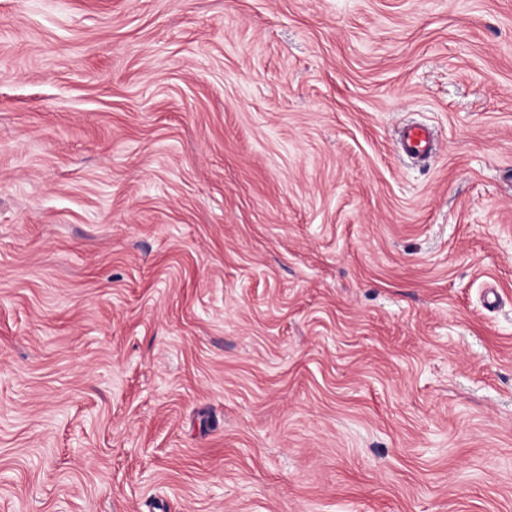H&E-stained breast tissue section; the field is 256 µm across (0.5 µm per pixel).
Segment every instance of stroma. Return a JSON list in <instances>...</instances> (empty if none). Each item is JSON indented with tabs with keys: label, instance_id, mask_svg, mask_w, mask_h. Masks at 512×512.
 Instances as JSON below:
<instances>
[{
	"label": "stroma",
	"instance_id": "1",
	"mask_svg": "<svg viewBox=\"0 0 512 512\" xmlns=\"http://www.w3.org/2000/svg\"><path fill=\"white\" fill-rule=\"evenodd\" d=\"M0 512H512V0H0ZM400 148L406 155L420 160L429 159L434 155L431 130L421 124L406 127L401 135Z\"/></svg>",
	"mask_w": 512,
	"mask_h": 512
}]
</instances>
